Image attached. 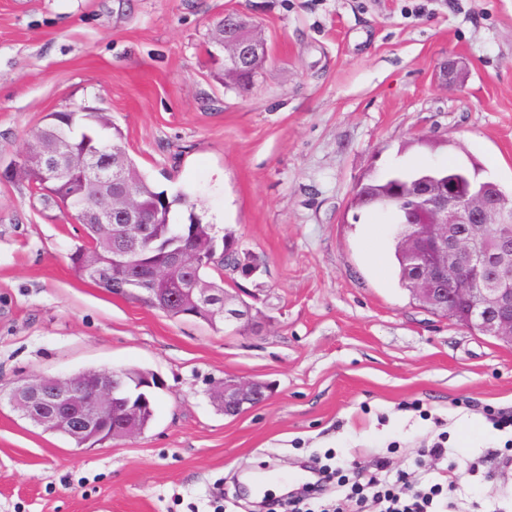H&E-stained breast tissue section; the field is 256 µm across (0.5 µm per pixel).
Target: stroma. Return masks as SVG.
Returning a JSON list of instances; mask_svg holds the SVG:
<instances>
[{"instance_id": "35a3bbf8", "label": "stroma", "mask_w": 512, "mask_h": 512, "mask_svg": "<svg viewBox=\"0 0 512 512\" xmlns=\"http://www.w3.org/2000/svg\"><path fill=\"white\" fill-rule=\"evenodd\" d=\"M231 11L268 48L244 92L209 44ZM452 60L465 78H444ZM84 104L111 113L159 189L261 259L224 280L258 328L172 319L79 277V225L0 179V390L90 368L163 381L145 433L96 448L0 402V512H266L277 491L243 495L244 477L318 458L512 512V429L488 419L512 411V346L413 300L388 213L349 208L359 180L419 160L477 163L512 192V0H0V163ZM227 377L268 399L224 415ZM441 436L457 471L421 455Z\"/></svg>"}]
</instances>
